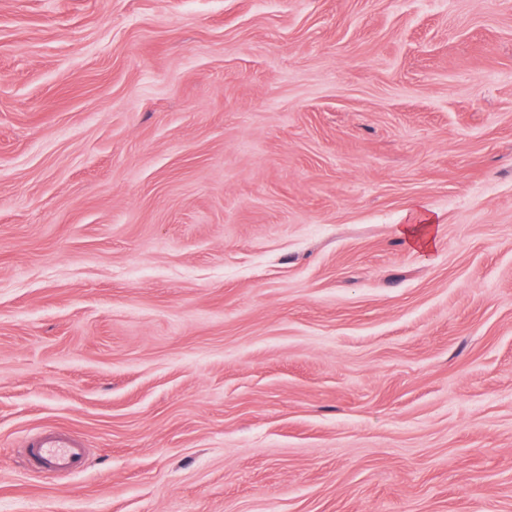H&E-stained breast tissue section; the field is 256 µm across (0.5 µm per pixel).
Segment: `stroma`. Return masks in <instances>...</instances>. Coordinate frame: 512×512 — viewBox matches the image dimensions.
Here are the masks:
<instances>
[{"mask_svg": "<svg viewBox=\"0 0 512 512\" xmlns=\"http://www.w3.org/2000/svg\"><path fill=\"white\" fill-rule=\"evenodd\" d=\"M0 512H512V0H0ZM433 221L430 218L422 217L420 224H406L401 230L407 242L415 250L429 251L434 245ZM30 467L45 476L60 472H79L84 467L82 442L69 432L53 430L31 435L26 442Z\"/></svg>", "mask_w": 512, "mask_h": 512, "instance_id": "stroma-1", "label": "stroma"}]
</instances>
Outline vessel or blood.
<instances>
[{"mask_svg": "<svg viewBox=\"0 0 512 512\" xmlns=\"http://www.w3.org/2000/svg\"><path fill=\"white\" fill-rule=\"evenodd\" d=\"M26 456L30 467L46 476L81 471L85 461L82 442L63 430L31 435L26 442Z\"/></svg>", "mask_w": 512, "mask_h": 512, "instance_id": "obj_1", "label": "vessel or blood"}]
</instances>
